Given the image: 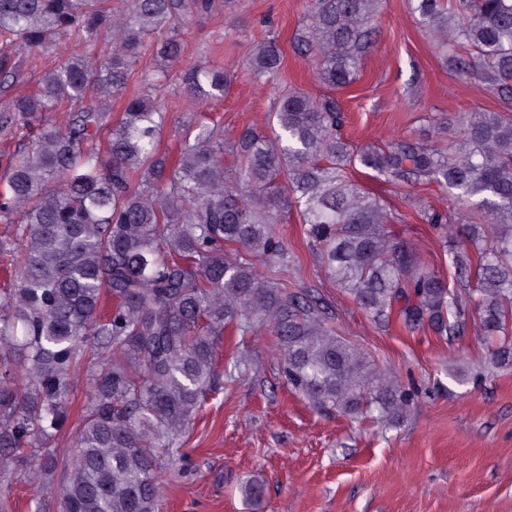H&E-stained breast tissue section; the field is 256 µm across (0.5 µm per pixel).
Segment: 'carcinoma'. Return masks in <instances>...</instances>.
Returning a JSON list of instances; mask_svg holds the SVG:
<instances>
[{
  "instance_id": "obj_1",
  "label": "carcinoma",
  "mask_w": 512,
  "mask_h": 512,
  "mask_svg": "<svg viewBox=\"0 0 512 512\" xmlns=\"http://www.w3.org/2000/svg\"><path fill=\"white\" fill-rule=\"evenodd\" d=\"M380 3L305 0L294 48L323 84L352 82ZM215 5L0 0V88L22 79L18 51L63 54L34 92L0 106V136L22 146L6 162L0 221L23 212L16 238L0 243L16 282L0 298V471L40 448L38 476L52 480L48 444L66 417L71 376L91 364L94 391L58 486L60 512H159L162 474L185 456L182 431L221 378L249 371L236 354L220 364L226 335L274 336L288 385L319 410L382 423L407 412L410 395L336 333L321 304L258 270L288 272L276 225L293 210L325 274L373 317L440 336H459L477 318L493 363L512 359V116L477 109L448 119L460 139L446 154L405 136L354 153L335 97L289 90L272 111L274 137L247 128L226 144L219 123L195 122L173 158L160 148L167 113L156 92L187 52L184 25ZM413 9L450 72H477L512 100V0H416ZM104 31L112 45L101 56L92 47ZM149 42L155 69L129 94ZM282 62L277 39L265 38L248 64L253 82L265 84ZM178 81L192 96L220 99L228 79L197 64ZM68 105L73 118L47 117ZM357 164L391 184L455 192L459 217L419 210L448 243L467 226L448 254L452 280L395 237L393 214L349 175Z\"/></svg>"
}]
</instances>
